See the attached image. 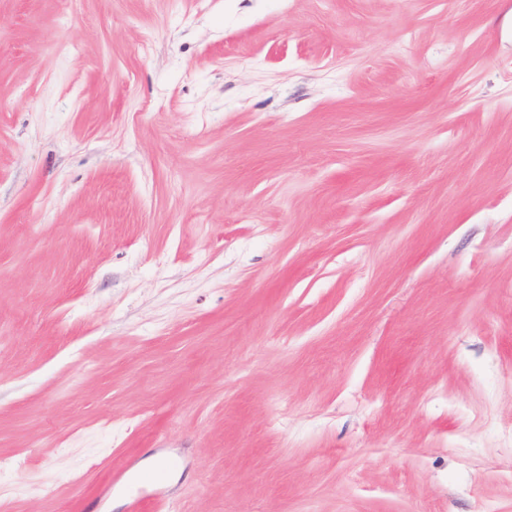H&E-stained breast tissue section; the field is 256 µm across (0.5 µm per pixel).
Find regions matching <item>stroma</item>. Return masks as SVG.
<instances>
[{"instance_id":"stroma-1","label":"stroma","mask_w":512,"mask_h":512,"mask_svg":"<svg viewBox=\"0 0 512 512\" xmlns=\"http://www.w3.org/2000/svg\"><path fill=\"white\" fill-rule=\"evenodd\" d=\"M0 512H512V0H0Z\"/></svg>"}]
</instances>
